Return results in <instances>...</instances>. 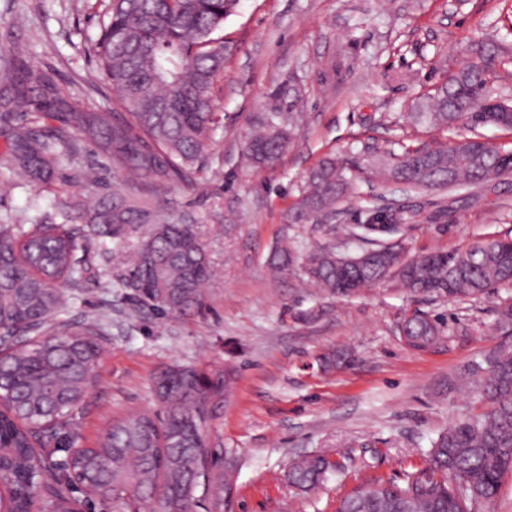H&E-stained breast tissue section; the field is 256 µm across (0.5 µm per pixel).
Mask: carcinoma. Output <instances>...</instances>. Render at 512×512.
<instances>
[{"instance_id":"carcinoma-1","label":"carcinoma","mask_w":512,"mask_h":512,"mask_svg":"<svg viewBox=\"0 0 512 512\" xmlns=\"http://www.w3.org/2000/svg\"><path fill=\"white\" fill-rule=\"evenodd\" d=\"M238 0H111L92 46L117 92L116 104L95 106L64 93L57 71L20 56L0 60V135L9 148L0 174L20 170L45 190L59 179L81 182L91 172L76 167L90 144L97 157L140 182L141 190L193 189L207 163V146L224 126L212 90L224 67V40L216 36ZM501 48L493 41L470 47L468 57L410 113L415 124L453 129L462 120L512 129V112L498 110L490 76ZM30 111L23 112L21 108ZM44 120L58 126L46 129ZM295 137L293 116L268 115L245 142L256 166H273ZM512 172V153L470 136L435 147L374 151L360 157L327 156L306 177L287 223L336 221V206L357 192L359 176L421 189L482 187ZM143 224L152 228L121 253L119 283L144 305L165 315H186L203 301L213 275L199 226L156 221L152 203L114 189L94 198L67 195L52 217L21 223L0 220V512H82L114 502L141 512L192 508L197 493L229 505L231 486L219 461L232 455L208 435L232 389V368L173 365L155 381L161 414L131 411L112 420L92 448L68 457L53 473V493L38 487L50 442L70 447L68 427L100 365L103 321L58 320L63 288L79 285L87 268L79 252L89 243L120 246ZM368 246L340 255L317 246L304 273L337 296H355L391 279L412 294L466 299L512 284V237L481 238L457 251L401 261L402 246L358 224ZM407 339L439 338L436 322L406 319ZM480 375L476 396L484 411L462 418L431 440L428 459L399 484L382 477L373 491L357 486L336 499V512H472L494 501L512 474V346L502 345L469 368ZM335 467L325 455L292 463L288 481L308 491ZM79 491L83 498L74 496Z\"/></svg>"}]
</instances>
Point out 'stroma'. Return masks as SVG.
Masks as SVG:
<instances>
[{
  "instance_id": "stroma-1",
  "label": "stroma",
  "mask_w": 512,
  "mask_h": 512,
  "mask_svg": "<svg viewBox=\"0 0 512 512\" xmlns=\"http://www.w3.org/2000/svg\"><path fill=\"white\" fill-rule=\"evenodd\" d=\"M102 10V0H0V57L22 52L54 67L64 93L115 99L88 54ZM221 34L227 59L213 99L224 128L210 143L200 186L153 196L161 217L185 214L202 227L214 269L203 304L185 317L141 305L88 246L89 278L70 290L64 317L101 318L105 352L70 433L86 448L112 418L159 411L153 381L168 366H231L236 380L210 431L235 458L229 512H334L337 497L356 484L402 481L424 464L431 439L484 410L465 376L504 343L496 325L512 305V285L459 301L415 296L388 281L340 298L303 283L299 264L275 268L273 251L330 244L358 253L364 244L353 225L366 210L393 203L414 214L397 234L411 257L486 235L512 237V177L450 192L364 180L338 205L335 224L286 221L326 153L451 141L445 129L413 125L408 114L474 41L501 45L491 82L512 101V0H239ZM268 112L295 113L297 136L273 168L259 169L243 149ZM8 177L0 216L55 212L53 192L21 171ZM415 313L444 330L422 351L408 349L397 332ZM313 454L339 469L304 493L286 473Z\"/></svg>"
}]
</instances>
